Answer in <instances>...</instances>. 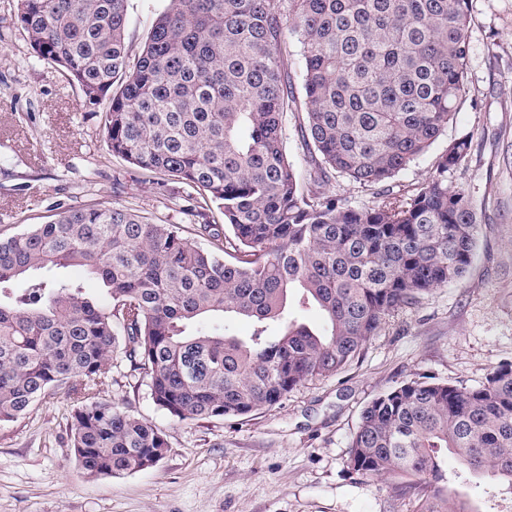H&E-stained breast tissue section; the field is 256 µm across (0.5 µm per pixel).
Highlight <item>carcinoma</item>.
<instances>
[{
    "instance_id": "obj_1",
    "label": "carcinoma",
    "mask_w": 512,
    "mask_h": 512,
    "mask_svg": "<svg viewBox=\"0 0 512 512\" xmlns=\"http://www.w3.org/2000/svg\"><path fill=\"white\" fill-rule=\"evenodd\" d=\"M127 2L18 0L16 13L85 107L109 100L112 155L198 192L193 231L210 238L203 249L178 224L81 205L0 239V422L66 389L70 442L93 477L147 470L169 448L149 421L95 399L114 356L181 420L274 407L353 362L395 311L461 280L482 224L448 184L469 138L424 183L392 186L470 96L469 0H169L133 60ZM290 112L302 114V172L285 149ZM337 176L378 188L377 201L354 208L328 194ZM76 265L108 304L58 279L12 288ZM293 301L316 305L325 327L289 319ZM229 314L252 321L250 336L197 327ZM450 453L457 477L512 490V364L474 388L418 379L374 398L347 468L413 478L418 512H479L448 484Z\"/></svg>"
}]
</instances>
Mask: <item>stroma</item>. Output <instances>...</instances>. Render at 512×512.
I'll list each match as a JSON object with an SVG mask.
<instances>
[{"label":"stroma","instance_id":"stroma-1","mask_svg":"<svg viewBox=\"0 0 512 512\" xmlns=\"http://www.w3.org/2000/svg\"><path fill=\"white\" fill-rule=\"evenodd\" d=\"M16 4L0 0V238L84 204L190 226L195 198L112 155L106 105L85 109L78 87L33 54ZM167 4L128 0L131 53ZM469 8L471 94L394 180L401 189L423 183L449 143L471 137L467 162L448 174L486 216L466 276L392 314L336 375L242 418H173L145 380L113 361L97 399L151 421L168 440L164 458L121 477L86 475L69 440L75 404L58 391L0 423V512H417L401 480L348 472L363 408L405 381L476 387L512 363V0Z\"/></svg>","mask_w":512,"mask_h":512}]
</instances>
